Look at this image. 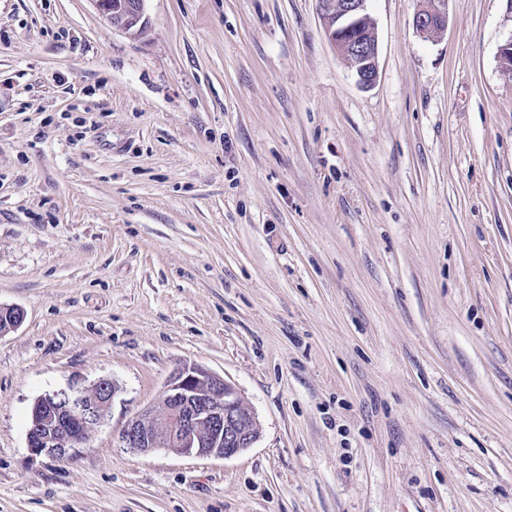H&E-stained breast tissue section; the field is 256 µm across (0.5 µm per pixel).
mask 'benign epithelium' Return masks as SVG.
I'll use <instances>...</instances> for the list:
<instances>
[{"instance_id":"benign-epithelium-1","label":"benign epithelium","mask_w":512,"mask_h":512,"mask_svg":"<svg viewBox=\"0 0 512 512\" xmlns=\"http://www.w3.org/2000/svg\"><path fill=\"white\" fill-rule=\"evenodd\" d=\"M114 27L131 35L146 26L145 0H92ZM324 31L345 57L359 85L378 79L376 21L368 0H321ZM448 0H424L413 17L415 32L430 38L445 30ZM23 320L18 308L0 307V330ZM117 392L107 378L89 387L72 383L38 397L32 407L38 421L29 426L27 445L36 455L64 458L87 444L91 431L107 416ZM164 415L145 411L129 420L123 446L139 453L169 448L181 454L230 458L252 447L259 435L255 414L223 377L198 365L185 364L168 380L161 397Z\"/></svg>"}]
</instances>
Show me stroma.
<instances>
[{
    "label": "stroma",
    "instance_id": "1",
    "mask_svg": "<svg viewBox=\"0 0 512 512\" xmlns=\"http://www.w3.org/2000/svg\"><path fill=\"white\" fill-rule=\"evenodd\" d=\"M370 0L361 88L319 0H0V512H512L506 0ZM193 363L260 424L124 448ZM118 391L33 455L34 401ZM146 0H92L96 9L114 27L130 35H138L146 26L144 12ZM448 21V0H425L413 17L415 32L430 38L445 30Z\"/></svg>",
    "mask_w": 512,
    "mask_h": 512
}]
</instances>
